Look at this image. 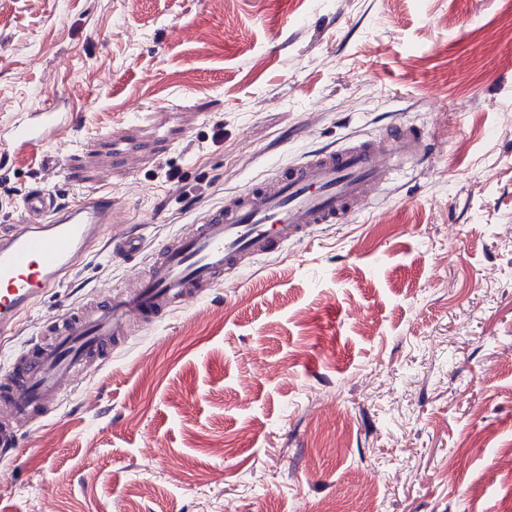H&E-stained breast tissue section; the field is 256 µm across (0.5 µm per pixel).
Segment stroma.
Segmentation results:
<instances>
[{"label":"stroma","instance_id":"1","mask_svg":"<svg viewBox=\"0 0 512 512\" xmlns=\"http://www.w3.org/2000/svg\"><path fill=\"white\" fill-rule=\"evenodd\" d=\"M512 0H0V225L111 190L145 254L274 169L429 136L351 221L133 331L0 460V512H512ZM93 247L0 334L124 290ZM72 116L71 112H64L59 100L53 98L39 111L27 112L7 131L1 132V145H6L14 154L30 153L69 127Z\"/></svg>","mask_w":512,"mask_h":512}]
</instances>
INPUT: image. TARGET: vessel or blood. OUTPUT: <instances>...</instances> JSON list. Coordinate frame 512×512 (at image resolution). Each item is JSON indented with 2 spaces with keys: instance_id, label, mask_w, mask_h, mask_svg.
<instances>
[{
  "instance_id": "b4317fda",
  "label": "vessel or blood",
  "mask_w": 512,
  "mask_h": 512,
  "mask_svg": "<svg viewBox=\"0 0 512 512\" xmlns=\"http://www.w3.org/2000/svg\"><path fill=\"white\" fill-rule=\"evenodd\" d=\"M71 113L49 100L26 113L0 144L33 151L69 127ZM382 152L367 140L322 151L217 209L198 214L145 263L135 288L46 322L40 337L0 370V456L9 457L23 429L57 409L75 390L87 361L106 362L127 323L151 325L174 307L204 299L225 270L249 265L310 238L324 224L348 221L394 177L397 157L418 159L426 142L398 128ZM21 219L0 226V333H9L43 295L59 287L115 220L112 195L96 188L61 203L43 188L24 193Z\"/></svg>"
}]
</instances>
